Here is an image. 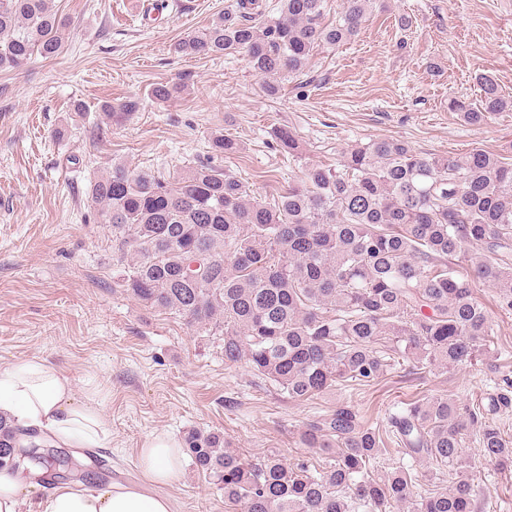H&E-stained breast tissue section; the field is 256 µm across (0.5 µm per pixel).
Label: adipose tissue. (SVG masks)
Returning <instances> with one entry per match:
<instances>
[{
	"label": "adipose tissue",
	"instance_id": "adipose-tissue-1",
	"mask_svg": "<svg viewBox=\"0 0 512 512\" xmlns=\"http://www.w3.org/2000/svg\"><path fill=\"white\" fill-rule=\"evenodd\" d=\"M102 390L73 380L47 359L32 356L0 364V415L22 429L50 436L59 448H103L111 434L102 415ZM182 443L166 434L143 442L138 462L146 484L170 485L182 471ZM33 475L0 469V512H173L170 496L151 494L144 487H113L99 491L71 483L33 495Z\"/></svg>",
	"mask_w": 512,
	"mask_h": 512
}]
</instances>
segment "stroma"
I'll list each match as a JSON object with an SVG mask.
<instances>
[{"instance_id":"1","label":"stroma","mask_w":512,"mask_h":512,"mask_svg":"<svg viewBox=\"0 0 512 512\" xmlns=\"http://www.w3.org/2000/svg\"><path fill=\"white\" fill-rule=\"evenodd\" d=\"M231 2L54 0L66 21L62 52L0 70V364L40 355L76 385L103 389L112 442L99 454L112 476L86 480L90 489L143 484L138 452L153 433L216 432L249 459L274 450L288 467L318 466L320 451L304 446L301 433L336 403L382 426L411 397L485 404L502 375L512 376V313L499 311L482 284L474 293L492 321L495 362L439 371L404 358L373 386L306 402L258 380L245 363L225 364L218 337L198 335L121 287L112 229L92 219L85 193L116 163L169 179L205 160L209 139L221 133L240 146L224 168L268 201L307 165L336 166L347 150L377 139L455 158L477 149L512 157V111L476 127L448 109L451 100L478 99L483 75L512 97V0H379L358 36L316 49L306 74L284 81L273 100L242 57L175 49ZM182 73L192 81L181 98L151 99L154 83ZM128 96L141 99L139 111L90 141L101 104ZM279 127L295 134L298 153L277 147ZM59 128L64 137H55ZM73 155L79 164H70ZM464 454L482 512H512V468L482 461L472 440ZM166 492L174 512H228L223 491L189 463Z\"/></svg>"}]
</instances>
